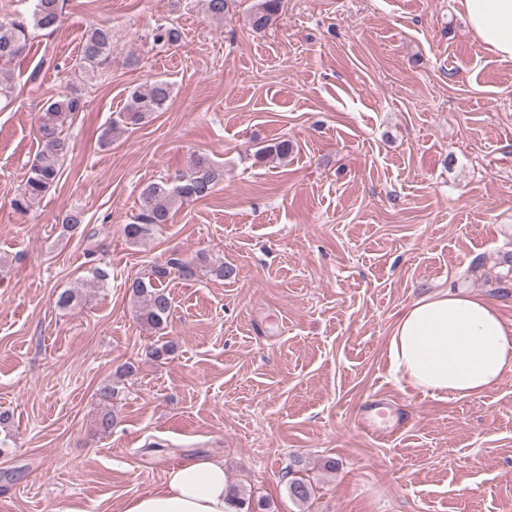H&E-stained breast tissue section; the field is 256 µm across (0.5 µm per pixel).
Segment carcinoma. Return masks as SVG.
Returning <instances> with one entry per match:
<instances>
[{
    "label": "carcinoma",
    "instance_id": "cac0c4a2",
    "mask_svg": "<svg viewBox=\"0 0 512 512\" xmlns=\"http://www.w3.org/2000/svg\"><path fill=\"white\" fill-rule=\"evenodd\" d=\"M32 11L24 16L4 15L0 17V62L11 63L29 50L30 30L57 31L63 22L64 0H32ZM204 11L214 22H222L230 0H202ZM281 9V0H256L249 15V25L256 33L263 32ZM152 47L165 51L182 40L181 31L167 23L156 24L149 33ZM113 36L111 27L99 24L87 31L83 40L79 66L88 77L108 64L112 57ZM172 100L171 84L164 79H154L133 88L123 108L115 113L102 134L106 144L112 138L124 134L148 122L157 112L168 109ZM85 100L76 91L62 93L50 98L43 106L39 117V150L36 153L24 185L12 199L14 210L24 213L38 203L59 178L60 162L67 153L68 142L64 134L66 125L84 111ZM293 150L288 139L268 144L257 151V156L286 157ZM215 183L211 161L205 156L194 159L192 168L173 178L145 184L141 190L142 212L133 223L124 225L123 232L131 244H145L164 224L170 223L177 204L208 196ZM177 272L190 274L189 262L172 254L162 266L153 269L146 277H136L129 282L128 289L137 318L152 329H161L172 313V301L161 279ZM105 269L94 267L90 276L61 293L58 304L63 308L74 305L82 298V290L89 284H101L107 280ZM175 345L169 341L153 343L145 354L155 362L164 363L173 356ZM136 372L129 362L117 374V380L102 382L97 396L109 402L119 392V382ZM288 495L298 506L305 505L311 497V484L303 477H295L288 483Z\"/></svg>",
    "mask_w": 512,
    "mask_h": 512
}]
</instances>
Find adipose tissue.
Returning a JSON list of instances; mask_svg holds the SVG:
<instances>
[{"label": "adipose tissue", "instance_id": "1", "mask_svg": "<svg viewBox=\"0 0 512 512\" xmlns=\"http://www.w3.org/2000/svg\"><path fill=\"white\" fill-rule=\"evenodd\" d=\"M474 37L512 61V0H463ZM391 369L430 395L484 394L512 373V328L488 299L442 291L408 307L389 340ZM224 463L191 460L172 467L162 490L131 499L124 512H230Z\"/></svg>", "mask_w": 512, "mask_h": 512}]
</instances>
